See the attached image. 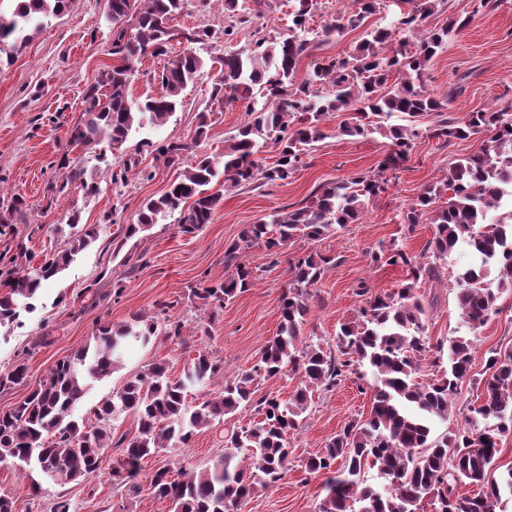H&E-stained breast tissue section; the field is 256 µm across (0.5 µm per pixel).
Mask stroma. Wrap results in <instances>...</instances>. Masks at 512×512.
<instances>
[{
    "instance_id": "stroma-1",
    "label": "stroma",
    "mask_w": 512,
    "mask_h": 512,
    "mask_svg": "<svg viewBox=\"0 0 512 512\" xmlns=\"http://www.w3.org/2000/svg\"><path fill=\"white\" fill-rule=\"evenodd\" d=\"M239 4L252 23L229 40L222 36L229 20L218 0H184V8L173 24L181 30H213L216 37L203 50L207 58L250 48L260 35L278 38L286 33L288 0H239ZM411 8L410 0H386L385 8L369 16L362 27L321 41L301 61L298 79L307 78L328 60L349 53L372 30L397 29L401 14ZM106 10V0H74L68 13L51 19L14 52L9 63L0 65V198L17 196L23 200L21 218L0 229V252L24 243L37 265L62 246L71 216H78L80 223L100 227L99 239L47 287L37 310L26 316L24 326L0 328V370L10 367L22 354L29 371L27 383L0 393V411L22 401L57 361L89 343L97 325L130 322L135 315L152 313L159 300L174 302V315L191 326L187 344L180 346L159 336L147 347L133 349L120 368L94 383L84 403L75 410V418H88L91 408L154 362H165L176 378L181 376L185 363L200 353L222 364L224 379H234L250 370L280 324V297L289 283L287 260L271 264L260 245L244 250L243 259L256 270L258 279L213 315L189 298L190 287L204 275L213 282L228 277L224 249L246 225L258 223L277 209L301 207L327 182L372 171L392 149L390 140L378 134L364 138L338 135L339 121L330 119L323 124L324 138L288 181L265 186L255 182L224 192L213 223L195 236L179 234L174 219L165 217L137 240L128 241L120 254H113L108 243L120 233L122 225L136 223L143 202L164 192L195 155L222 161L225 140L244 122L246 114L238 103L208 106L217 70L204 67L166 123L133 134L125 145L126 151L139 152L143 166L154 173L152 180L135 179L124 187L105 183L93 196L78 188L51 194L50 184L61 175V157L80 163L93 176L101 167L93 151L71 145L68 138L82 116L84 92L113 60L112 31L100 21ZM471 10V0H442L423 22L424 27L437 28L456 17L471 18L467 27L429 62L425 74L427 91L448 99L451 113L459 119L475 109L512 105V0H503L496 11L478 16ZM207 106L212 109L210 126L206 137L199 139L195 136L197 114ZM143 138L148 139V146H140ZM167 139L191 143L192 150L180 161L164 163L151 145ZM482 141L479 135L445 143L416 140L403 166L388 173L386 191L370 202L363 222L347 225L336 235L313 243V251L331 257L332 262L317 284L311 310L300 326L303 338L334 346L340 325L355 320L363 305L357 293L359 283H366L375 293L400 285L406 276L404 268L373 264L371 250L383 245L421 256L433 227L405 224L408 203L425 185L440 180L455 161L477 152ZM141 253L146 255L148 266L130 270L129 256ZM468 263L461 251H453L441 280L422 283L417 290L427 307L425 325L431 350L430 358L420 364L418 381L425 383L437 377L433 356L439 355L450 339L471 333L452 289L456 273ZM117 282L123 286L119 302L83 308L79 295L85 287L94 284L107 291ZM498 307V314L476 333L475 368H482L489 350L512 349V292L501 294ZM371 403L370 393L359 392L349 379L334 391L313 392L310 407L290 441L286 476L248 499L242 512H315L324 495L326 477L308 474L305 459L324 448L345 423L368 416ZM255 418L253 409H239L234 416L225 417L223 424L201 430L189 445L145 459L143 470L149 473L164 465L204 467L221 452L224 430L247 425ZM20 481L12 467L0 465V494L16 497V512H50L61 493L72 500L75 512H169L168 501L145 492L135 498L128 496L106 472L79 484L46 485L44 493L34 499L20 494Z\"/></svg>"
}]
</instances>
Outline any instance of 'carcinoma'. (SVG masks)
Returning a JSON list of instances; mask_svg holds the SVG:
<instances>
[{
	"mask_svg": "<svg viewBox=\"0 0 512 512\" xmlns=\"http://www.w3.org/2000/svg\"><path fill=\"white\" fill-rule=\"evenodd\" d=\"M72 2L18 0L11 17L0 15V54L24 45L29 31L68 12ZM351 2L356 8L339 13L322 28L321 36L355 30L383 5V0ZM438 2L414 0V8L400 20L410 38L399 50L383 52L393 33L378 28L352 52L330 60L301 82L296 81L297 68L320 42L308 30L313 0H297L288 35L272 41L259 37L247 52H225L210 98L242 102L247 119L225 141L223 171L210 156H195L163 194L144 203L138 223L125 225L124 237L113 248L119 253L160 216L175 217L178 232L194 236L214 220L221 199L211 192L216 178L223 177L226 188L254 180L271 185L286 181L314 143L324 138L322 124L343 115L340 134H380L392 142L395 152L379 162L374 174L326 184L304 206L276 210L247 225L224 249L229 276L217 283L202 277L191 289V298L200 307L217 309L253 286L258 275L242 260L249 247L261 244L275 259L288 247H307L359 222L366 204L385 191L380 173L405 160L414 141L424 136L448 141L482 135L477 153L453 163L407 208L409 226L425 220L434 225L424 246L430 260L422 263L399 249L380 247L371 252V262L402 266L406 278L393 291L372 295L360 282L364 305L355 320L341 325L333 351L300 336L299 326L315 296L313 287L332 262L307 249L289 262L290 283L281 297L279 328L251 370L193 402L187 388L209 386L222 372L221 363L200 354L184 365L183 376L177 379L170 377L166 363H152L95 407L93 419L80 423L72 416L89 381L110 376L128 346H146L156 336L186 343V324L170 314L172 301L156 304L153 315L127 324L98 325L93 343L59 361L23 401L0 411V464L19 472L27 495L42 493L37 475L65 485L101 473L108 449L117 448L109 474L128 495L146 491L168 501L170 512H239L258 489L278 483L288 471L290 436L309 409V393L318 388L331 392L352 374L362 380L358 367L366 365L375 375L368 417L345 423L304 464L311 475H328L318 512H418L425 500L433 512H496L503 497L512 498V467L494 476L502 437L512 433V349L489 351L482 371L475 372L474 341L460 337L448 344V369L427 383L416 381L419 362L429 353L426 310L415 293L420 281L441 279L440 262L460 244L471 248L477 264L458 271L453 288L473 333L497 312L498 294L512 288V113L479 110L458 121L445 116L447 100L426 90L427 64L467 24L464 20L421 29L420 22ZM183 5L184 0H107L105 21L112 26L116 60L84 94L82 119L71 128V144L95 148L105 143L110 151L120 152L133 130L148 123L160 126L181 106L182 93L205 66L197 45L215 36L210 30L171 26ZM224 12L231 18L224 27L228 38L251 22L250 16L239 13L238 0H224ZM174 42L182 45L177 53L172 50ZM148 56L164 58L159 74L163 92L135 103L129 99V86L138 64ZM395 73L399 81L390 86L388 78ZM327 76L330 87L323 89ZM432 114L438 117L433 127H422L420 118ZM268 144L276 146L277 155L264 164L259 154ZM188 150V144L174 140L155 148L169 164ZM59 168V184L49 190L61 193L77 183L88 194L99 192V185L87 181L86 170L67 156L61 157ZM106 178L115 186L125 185L131 178L150 181L153 172L127 158L119 169H108ZM69 228L63 246L36 267L24 265L30 256L22 245L12 255L0 254V327L23 325L21 312L35 309L33 301L43 286L66 271L100 235L98 225L80 224L75 216ZM493 268L495 284L487 280ZM286 369L302 381L291 399L255 398L258 378H273ZM27 378L28 365L18 358L0 372V392ZM466 381L480 390L479 404L467 408L465 424L434 435L435 420L450 418ZM250 406L260 419L226 432L224 450L212 465L198 471L162 466L142 476L144 459L187 445L196 431ZM123 413L134 415L137 429L130 438L122 435L115 440L110 421ZM371 468L386 484L367 483L365 472ZM466 486L476 491H462Z\"/></svg>",
	"mask_w": 512,
	"mask_h": 512,
	"instance_id": "cac0c4a2",
	"label": "carcinoma"
}]
</instances>
